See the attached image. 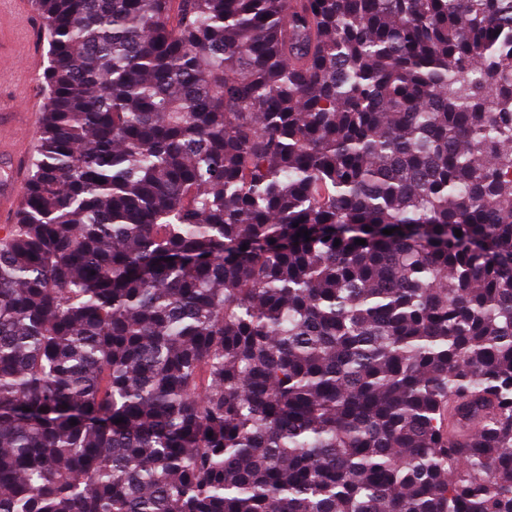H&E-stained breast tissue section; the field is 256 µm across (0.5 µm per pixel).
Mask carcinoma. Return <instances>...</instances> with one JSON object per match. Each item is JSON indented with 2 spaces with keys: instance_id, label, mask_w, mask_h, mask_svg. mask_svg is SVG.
<instances>
[{
  "instance_id": "carcinoma-1",
  "label": "carcinoma",
  "mask_w": 512,
  "mask_h": 512,
  "mask_svg": "<svg viewBox=\"0 0 512 512\" xmlns=\"http://www.w3.org/2000/svg\"><path fill=\"white\" fill-rule=\"evenodd\" d=\"M36 6L0 512H512V0Z\"/></svg>"
}]
</instances>
